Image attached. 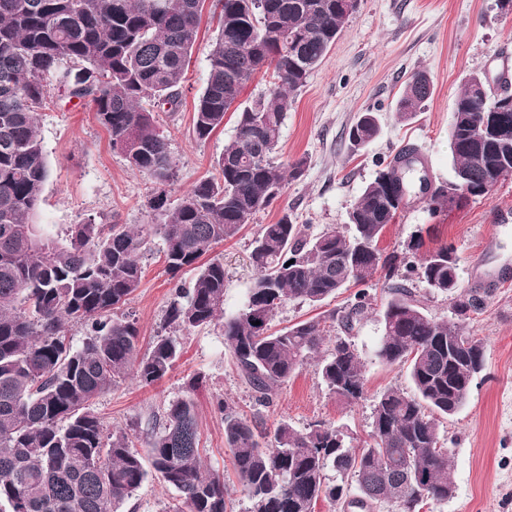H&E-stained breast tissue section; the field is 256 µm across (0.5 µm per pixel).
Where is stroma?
Instances as JSON below:
<instances>
[{"instance_id":"1","label":"stroma","mask_w":512,"mask_h":512,"mask_svg":"<svg viewBox=\"0 0 512 512\" xmlns=\"http://www.w3.org/2000/svg\"><path fill=\"white\" fill-rule=\"evenodd\" d=\"M218 32L213 0L203 12L177 111L159 112L155 120L169 140L177 162L171 197H179L196 181L213 173L215 160L233 134L236 112H227L223 130L206 141L193 134V113L203 92L208 56ZM425 72L433 94L424 110L405 123L395 118L396 100L404 83ZM498 79L512 76V4L501 0H359L331 50L297 91L282 128L275 161L303 160L301 175L254 218L234 239L216 246L212 257L224 263V314L236 315L246 304L255 277L249 255L257 225L274 223L289 209L309 235L332 224L347 222V212L362 187L373 179L380 163L404 144L416 145L438 183L453 179L448 130L454 101L472 74ZM46 83L57 101L40 115L39 130L49 177L35 220L65 235L68 227L87 220L98 224L151 223L147 206L154 186L133 171L124 155L114 150L108 132L90 107L68 98L55 77ZM379 113V136L354 148L347 131L358 113ZM430 225L438 241L452 243L460 259V285L475 291L482 308L464 324L467 334L484 343L485 370L472 387L463 409L442 419L455 492L445 503L428 502L422 512H512V178L493 191L430 212L418 198L386 225L379 241L387 253L402 251L411 235ZM163 242L152 237L143 260V277L127 305L137 320L142 344L156 336L177 337L182 347L169 373L151 386L126 379L100 397L95 409L107 429L133 435L141 456L149 448L140 431L169 402L188 393L187 383L200 377L192 392L198 411L200 446L205 467L220 476L233 470L224 440V420L216 409L221 398L254 418L259 428L282 419L296 428L322 421L341 427L354 443L366 439L377 392L396 386L410 389L405 367L389 366L375 356L383 332L381 309L386 294L370 287L372 307L350 335L366 364L364 399L350 404L324 385L315 364H307L276 391L269 407L256 405L239 379L224 344V323L182 330L165 324L175 299L174 282L162 253ZM352 290L312 306L290 302L272 321L278 330L322 317L346 304ZM176 497L157 476H150L123 512H166Z\"/></svg>"}]
</instances>
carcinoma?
<instances>
[{
  "label": "carcinoma",
  "mask_w": 512,
  "mask_h": 512,
  "mask_svg": "<svg viewBox=\"0 0 512 512\" xmlns=\"http://www.w3.org/2000/svg\"><path fill=\"white\" fill-rule=\"evenodd\" d=\"M201 3L0 0V512H121L151 472L177 493L173 512H232L224 478L203 466L191 396L199 380L142 430L148 466L128 433H106L93 403L130 374L142 386L157 383L181 354L171 336L140 352L136 320L114 316L140 286L150 236L162 238L171 276L198 269L188 286L176 288L167 324L198 328L223 316L224 263L199 261L301 174L302 162L277 163L273 154L292 94L335 43L347 14L344 0H266L262 10L252 0H218V34L193 118L196 140L224 125L257 72L270 71L273 82L238 112L215 173L172 200L176 162L144 104L178 107ZM64 61L72 68L61 72ZM50 73L69 98L91 107L130 167L152 180L153 223L75 224L59 239L35 222L49 175L38 116L55 105L44 83ZM479 80L470 75L455 99L449 143L454 182L467 184L473 197L512 174V139L502 145L484 126V118L498 115L511 127L512 101L484 96ZM432 93L425 74L411 77L396 103L397 120L413 119ZM380 130L378 113L368 110L349 139L364 147ZM407 155L420 157L417 147H403L363 187L348 211L347 232L332 225L310 239L286 208L275 223L258 225L247 304L224 320L233 366L256 400L269 402L275 387L321 352L317 368L328 390L348 403L364 398L365 365L347 334L367 312L363 286L375 278L386 290L375 354L386 365H407L412 392L388 387L374 397L369 440L360 448L322 422L300 430L281 419L259 431L233 401L218 403L247 512H315L320 500L345 510L369 512L386 502L392 512H420L453 495L439 419L462 409L485 370L470 358L474 349L484 354L483 342L461 327L480 309V298L459 291V257L450 243L428 247L420 229L401 253L378 248L383 229L415 192L414 172L393 167ZM429 202L433 214L447 205L448 188L435 186ZM416 280L448 296L456 320L432 317ZM359 285L349 303L327 315L342 336L328 335L320 319L269 328L288 302L319 305ZM68 323L91 324L76 347L65 333Z\"/></svg>",
  "instance_id": "carcinoma-1"
}]
</instances>
